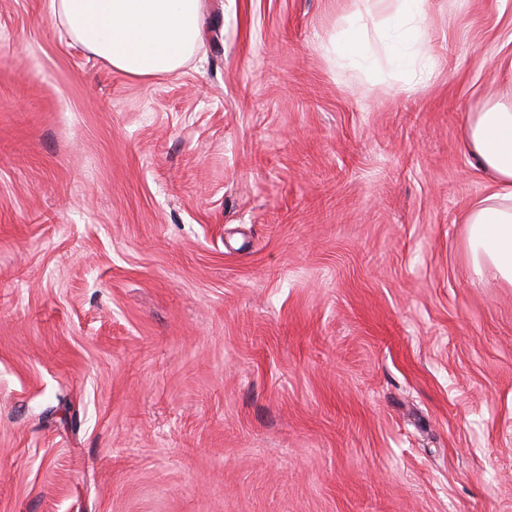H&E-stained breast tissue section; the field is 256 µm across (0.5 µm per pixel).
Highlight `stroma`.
Listing matches in <instances>:
<instances>
[{"mask_svg": "<svg viewBox=\"0 0 512 512\" xmlns=\"http://www.w3.org/2000/svg\"><path fill=\"white\" fill-rule=\"evenodd\" d=\"M159 77L0 0V512H512V288L470 273L512 0H202ZM392 15L378 33L386 60L395 71L409 74L414 85L426 82L433 72V61L424 49L425 0H391ZM346 24L347 27L339 34V40L334 35L323 44L325 54L336 64L337 46L340 58L349 69L364 73L378 67L380 58L370 42L362 11L358 8L353 12Z\"/></svg>", "mask_w": 512, "mask_h": 512, "instance_id": "1", "label": "stroma"}]
</instances>
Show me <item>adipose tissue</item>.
<instances>
[{
	"mask_svg": "<svg viewBox=\"0 0 512 512\" xmlns=\"http://www.w3.org/2000/svg\"><path fill=\"white\" fill-rule=\"evenodd\" d=\"M200 2L51 0L60 21L90 55L138 77L172 73L192 54L204 26ZM394 2L393 13L378 34L384 54L373 48L359 11L323 49L360 73L388 61L418 85L433 72V61L423 46L425 0ZM464 146L493 180L465 217L471 271L475 277L490 276L512 286V102L491 100L472 113Z\"/></svg>",
	"mask_w": 512,
	"mask_h": 512,
	"instance_id": "1",
	"label": "adipose tissue"
}]
</instances>
